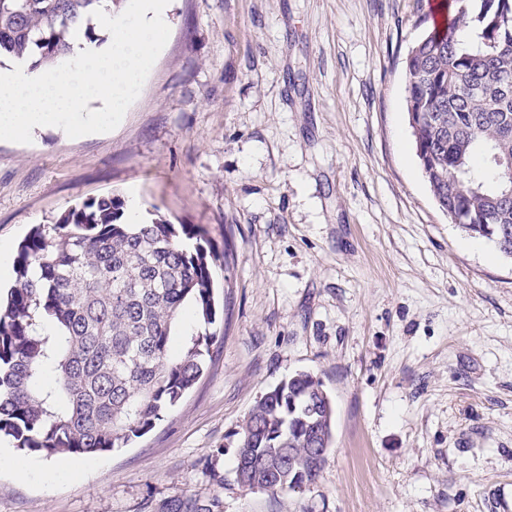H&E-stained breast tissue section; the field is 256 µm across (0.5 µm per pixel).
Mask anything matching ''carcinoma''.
<instances>
[{"label":"carcinoma","instance_id":"obj_1","mask_svg":"<svg viewBox=\"0 0 512 512\" xmlns=\"http://www.w3.org/2000/svg\"><path fill=\"white\" fill-rule=\"evenodd\" d=\"M124 0H0V57L36 67L71 54L92 12ZM444 22L405 58V102L422 173L463 231L512 256V0H441ZM106 196L39 224L20 243L15 286L0 301V436L44 457L123 448L153 430L198 382L216 343L212 250L191 224H130ZM201 328L171 353L183 310ZM335 410L301 371L262 394L239 430L237 479L276 493L313 481Z\"/></svg>","mask_w":512,"mask_h":512}]
</instances>
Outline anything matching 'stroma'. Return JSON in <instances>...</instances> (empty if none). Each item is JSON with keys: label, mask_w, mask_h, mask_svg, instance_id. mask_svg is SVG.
Masks as SVG:
<instances>
[{"label": "stroma", "mask_w": 512, "mask_h": 512, "mask_svg": "<svg viewBox=\"0 0 512 512\" xmlns=\"http://www.w3.org/2000/svg\"><path fill=\"white\" fill-rule=\"evenodd\" d=\"M435 0H171L108 133L0 140V241L83 202L200 228L222 319L203 377L127 447L0 441V512H512V258L450 222L415 156L404 60ZM299 371L334 443L316 478L236 481L239 425Z\"/></svg>", "instance_id": "obj_1"}]
</instances>
